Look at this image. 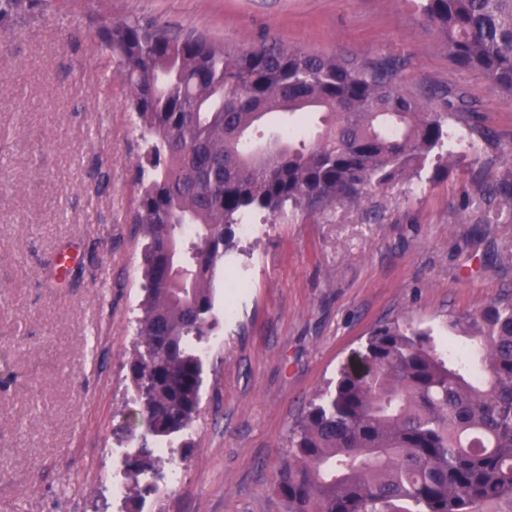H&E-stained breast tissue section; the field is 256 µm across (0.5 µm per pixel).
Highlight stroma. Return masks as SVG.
<instances>
[{
  "label": "stroma",
  "mask_w": 512,
  "mask_h": 512,
  "mask_svg": "<svg viewBox=\"0 0 512 512\" xmlns=\"http://www.w3.org/2000/svg\"><path fill=\"white\" fill-rule=\"evenodd\" d=\"M148 16L247 50L394 56L405 92L476 101L454 160L317 214L246 216L212 282L199 414L175 464L113 502L139 408L129 363L144 296L130 90L91 50V12ZM512 100L457 68L417 0H84L0 33V512H283L294 421L377 324L448 337L512 294ZM177 469L178 481L169 478Z\"/></svg>",
  "instance_id": "1"
}]
</instances>
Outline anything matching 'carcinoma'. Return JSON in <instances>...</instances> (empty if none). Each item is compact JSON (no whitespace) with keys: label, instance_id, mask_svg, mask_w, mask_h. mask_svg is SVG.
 <instances>
[{"label":"carcinoma","instance_id":"carcinoma-1","mask_svg":"<svg viewBox=\"0 0 512 512\" xmlns=\"http://www.w3.org/2000/svg\"><path fill=\"white\" fill-rule=\"evenodd\" d=\"M52 0H0V31ZM458 68L512 98V0H420ZM92 43L130 88L144 143L134 223L144 240V296L130 364L144 432L135 476L156 474L152 438L199 413V344L214 323L212 281L255 210L319 212L451 159L452 122L476 105L442 93L444 111L401 87L395 57L357 60L290 46L241 52L152 18L88 14ZM320 112L314 132L259 157L252 129L278 113ZM183 254L180 269L170 249ZM469 341L388 322L366 339L368 374L339 369L291 427L274 491L285 512H512V298L448 319Z\"/></svg>","mask_w":512,"mask_h":512}]
</instances>
